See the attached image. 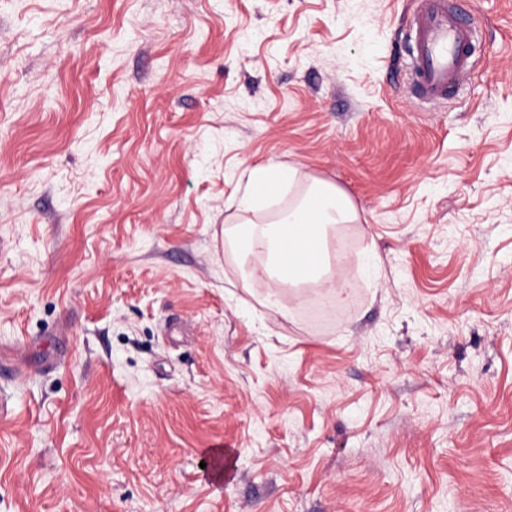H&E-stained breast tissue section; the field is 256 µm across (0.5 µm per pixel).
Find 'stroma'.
Segmentation results:
<instances>
[{"mask_svg":"<svg viewBox=\"0 0 512 512\" xmlns=\"http://www.w3.org/2000/svg\"><path fill=\"white\" fill-rule=\"evenodd\" d=\"M468 4L423 107L407 0H0V512H512V0ZM266 163L357 209L327 313L230 247Z\"/></svg>","mask_w":512,"mask_h":512,"instance_id":"1","label":"stroma"}]
</instances>
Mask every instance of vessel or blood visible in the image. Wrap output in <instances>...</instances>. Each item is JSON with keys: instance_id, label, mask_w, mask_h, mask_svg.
Returning a JSON list of instances; mask_svg holds the SVG:
<instances>
[{"instance_id": "vessel-or-blood-1", "label": "vessel or blood", "mask_w": 512, "mask_h": 512, "mask_svg": "<svg viewBox=\"0 0 512 512\" xmlns=\"http://www.w3.org/2000/svg\"><path fill=\"white\" fill-rule=\"evenodd\" d=\"M450 0H414L403 38L413 95L430 104L457 97L475 64V26L465 13L451 9ZM317 252L306 244L282 253L279 266L286 271L314 266Z\"/></svg>"}]
</instances>
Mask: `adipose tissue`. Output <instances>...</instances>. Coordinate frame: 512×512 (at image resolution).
<instances>
[{
  "instance_id": "1",
  "label": "adipose tissue",
  "mask_w": 512,
  "mask_h": 512,
  "mask_svg": "<svg viewBox=\"0 0 512 512\" xmlns=\"http://www.w3.org/2000/svg\"><path fill=\"white\" fill-rule=\"evenodd\" d=\"M306 183L305 197L285 218L265 225L257 232L248 233L242 247L243 252L263 249L268 259H275L278 253L289 248L294 235L310 236L320 245H327L330 232L338 224H349L357 219L351 201L335 185L324 181H307L299 169L283 164L269 163L251 167L247 171L244 193L239 207L244 211L260 209L262 202L277 194L284 185ZM316 197L321 206L315 215H308L309 198Z\"/></svg>"
}]
</instances>
